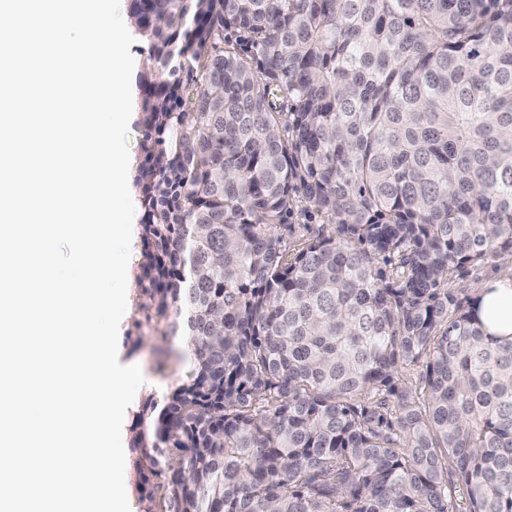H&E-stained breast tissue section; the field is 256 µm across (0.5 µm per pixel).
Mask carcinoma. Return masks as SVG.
<instances>
[{"label": "carcinoma", "mask_w": 512, "mask_h": 512, "mask_svg": "<svg viewBox=\"0 0 512 512\" xmlns=\"http://www.w3.org/2000/svg\"><path fill=\"white\" fill-rule=\"evenodd\" d=\"M146 512H512V0H132ZM331 232L286 248L296 194ZM425 366L420 388L400 368ZM491 274L498 276L483 281ZM505 274H512V256L491 258L448 280V288L464 289V294H472L483 281L473 297L476 318L487 336L512 337V276Z\"/></svg>", "instance_id": "cac0c4a2"}]
</instances>
